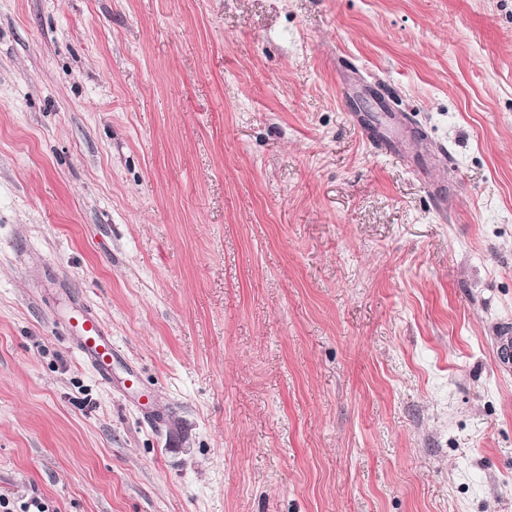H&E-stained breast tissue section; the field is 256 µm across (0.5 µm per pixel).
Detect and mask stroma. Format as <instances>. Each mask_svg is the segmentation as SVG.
Listing matches in <instances>:
<instances>
[{"instance_id":"35a3bbf8","label":"stroma","mask_w":512,"mask_h":512,"mask_svg":"<svg viewBox=\"0 0 512 512\" xmlns=\"http://www.w3.org/2000/svg\"><path fill=\"white\" fill-rule=\"evenodd\" d=\"M509 331L512 0H0L12 512H512ZM68 329H75L72 336L83 357L104 381L112 379V336L99 320L85 310L76 311L67 319Z\"/></svg>"}]
</instances>
